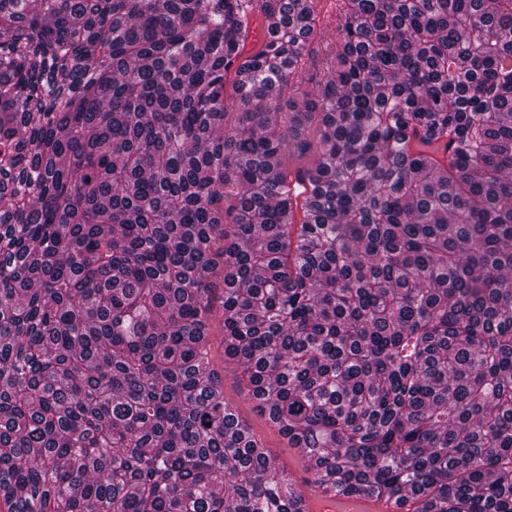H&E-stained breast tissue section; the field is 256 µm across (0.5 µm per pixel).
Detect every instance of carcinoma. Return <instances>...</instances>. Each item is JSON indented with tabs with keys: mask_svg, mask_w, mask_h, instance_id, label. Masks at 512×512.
Instances as JSON below:
<instances>
[{
	"mask_svg": "<svg viewBox=\"0 0 512 512\" xmlns=\"http://www.w3.org/2000/svg\"><path fill=\"white\" fill-rule=\"evenodd\" d=\"M317 2L0 0L7 512H303L218 255L323 492L512 512V0ZM210 287L213 289L214 317L211 327L212 365L224 377V398L232 403L240 419L263 442L273 456L276 464L282 468L292 482L303 483L314 494L321 489L314 483L308 459L296 448H289L288 439L262 413L240 383L241 374L238 365L224 355V312L221 309L224 295V266L220 262L209 274ZM301 491L304 500V512H404L405 507L393 499L374 497L343 498L320 494L313 499L302 486H295Z\"/></svg>",
	"mask_w": 512,
	"mask_h": 512,
	"instance_id": "cac0c4a2",
	"label": "carcinoma"
}]
</instances>
